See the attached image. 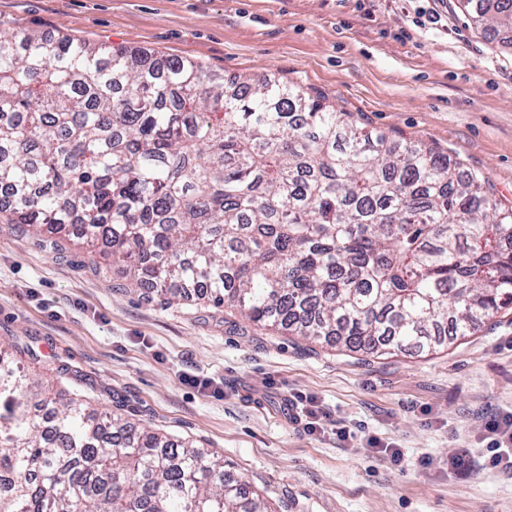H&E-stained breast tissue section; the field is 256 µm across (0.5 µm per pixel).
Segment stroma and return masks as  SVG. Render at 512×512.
Listing matches in <instances>:
<instances>
[{
    "mask_svg": "<svg viewBox=\"0 0 512 512\" xmlns=\"http://www.w3.org/2000/svg\"><path fill=\"white\" fill-rule=\"evenodd\" d=\"M459 3L0 0V30L280 77L367 129L438 147L512 204V50ZM0 342L51 392L86 387L97 410L122 406L134 425L217 452L278 512H512V477L485 464L483 443L485 422L512 412V306L432 355L377 359L193 297L164 305L86 244L0 224ZM297 393L316 398L323 433L289 421ZM456 456L467 470L449 467Z\"/></svg>",
    "mask_w": 512,
    "mask_h": 512,
    "instance_id": "35a3bbf8",
    "label": "stroma"
}]
</instances>
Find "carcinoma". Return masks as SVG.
Here are the masks:
<instances>
[{"mask_svg": "<svg viewBox=\"0 0 512 512\" xmlns=\"http://www.w3.org/2000/svg\"><path fill=\"white\" fill-rule=\"evenodd\" d=\"M512 37V0H462ZM0 221L90 246L168 304L426 355L512 305V207L480 174L274 77L0 32ZM54 398L0 349V512H271L224 459Z\"/></svg>", "mask_w": 512, "mask_h": 512, "instance_id": "carcinoma-1", "label": "carcinoma"}]
</instances>
